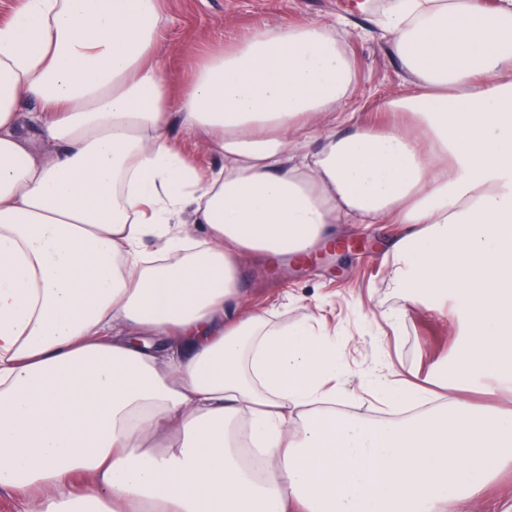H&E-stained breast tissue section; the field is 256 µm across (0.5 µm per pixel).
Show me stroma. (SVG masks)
<instances>
[{"mask_svg": "<svg viewBox=\"0 0 512 512\" xmlns=\"http://www.w3.org/2000/svg\"><path fill=\"white\" fill-rule=\"evenodd\" d=\"M170 17L158 44V59L174 80H187L195 64L223 50L260 25L343 20L342 40L352 57L356 81L346 112L373 119L383 98L406 94L410 84L387 39L374 22L373 0H163ZM392 226L374 231L346 226L330 246L307 261L244 262L239 286L247 307L270 311L280 322L324 320L340 330L337 349L354 375H362L383 353L395 366H413L449 354L455 331L452 318L425 309L412 311L399 337L385 334L377 313L391 305L382 264Z\"/></svg>", "mask_w": 512, "mask_h": 512, "instance_id": "obj_1", "label": "stroma"}]
</instances>
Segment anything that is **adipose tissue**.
I'll return each instance as SVG.
<instances>
[{"label": "adipose tissue", "mask_w": 512, "mask_h": 512, "mask_svg": "<svg viewBox=\"0 0 512 512\" xmlns=\"http://www.w3.org/2000/svg\"><path fill=\"white\" fill-rule=\"evenodd\" d=\"M165 21L162 0H16L0 21V490L28 512L482 495L512 472V0H382L413 85L377 104L386 124L340 109L356 72L337 23L255 28L177 85ZM344 224L399 225L379 318L451 309L450 358L354 389L321 323L244 306V259L306 255ZM358 394L412 413L345 411ZM171 138L181 141L185 150L195 156L197 163L204 169L220 168L224 165V156L205 145L203 138L188 135L178 121H174L168 131Z\"/></svg>", "instance_id": "1"}]
</instances>
